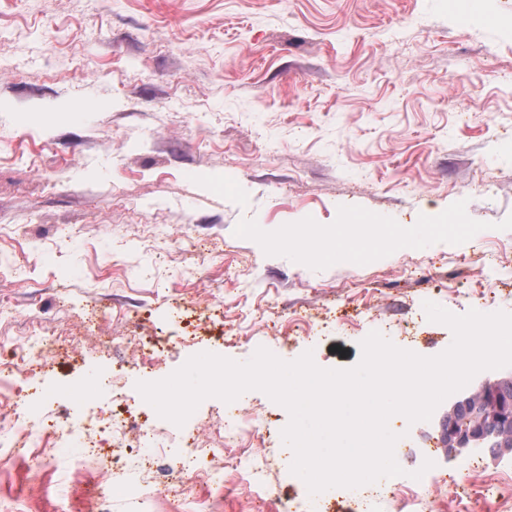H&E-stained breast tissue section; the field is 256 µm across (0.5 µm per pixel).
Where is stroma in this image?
Returning a JSON list of instances; mask_svg holds the SVG:
<instances>
[{
	"label": "stroma",
	"mask_w": 512,
	"mask_h": 512,
	"mask_svg": "<svg viewBox=\"0 0 512 512\" xmlns=\"http://www.w3.org/2000/svg\"><path fill=\"white\" fill-rule=\"evenodd\" d=\"M57 2L0 0V356L21 336L61 337L68 358L38 377L44 412L70 393L93 405L82 385L105 375L135 394L201 352L355 365L373 324L309 336L290 323L304 306H374L392 343L423 352L453 339L427 320L400 332L424 302L461 315L491 291L512 312V287L468 270L512 250V28L461 24L450 0ZM349 210L388 229L461 212L479 232L425 233L411 254L356 264L273 242L278 225H336ZM184 240L203 254L177 256ZM409 259L431 280L405 275ZM203 288L234 334L173 314ZM87 302L100 316L86 323ZM261 306L279 336L253 325ZM130 310L170 339L153 370L98 343L127 335ZM437 431L413 426L403 475L377 481L369 512H394L391 484ZM42 458L33 448L0 469V512H85L95 466Z\"/></svg>",
	"instance_id": "obj_1"
}]
</instances>
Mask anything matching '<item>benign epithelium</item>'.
<instances>
[{
  "mask_svg": "<svg viewBox=\"0 0 512 512\" xmlns=\"http://www.w3.org/2000/svg\"><path fill=\"white\" fill-rule=\"evenodd\" d=\"M505 383H512V371L487 375L473 391L459 398V404L450 407L448 413L451 414L457 406H463L475 420L472 426L454 430L448 427L447 418L439 420V427L448 436L447 451L450 456L462 455L477 442L485 443L502 454L512 453V448L505 447V442L512 443V422L506 420L507 412L499 407L489 393L492 387Z\"/></svg>",
  "mask_w": 512,
  "mask_h": 512,
  "instance_id": "7a95c632",
  "label": "benign epithelium"
}]
</instances>
